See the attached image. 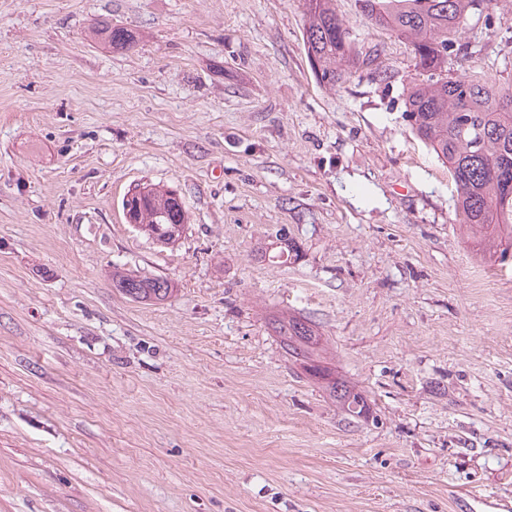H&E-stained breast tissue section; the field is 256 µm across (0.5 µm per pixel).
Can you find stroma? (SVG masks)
Segmentation results:
<instances>
[{"label": "stroma", "mask_w": 512, "mask_h": 512, "mask_svg": "<svg viewBox=\"0 0 512 512\" xmlns=\"http://www.w3.org/2000/svg\"><path fill=\"white\" fill-rule=\"evenodd\" d=\"M336 10L387 80L320 86L303 0H0V512H512V258L403 119L410 46ZM491 17L462 65L512 85ZM144 182L184 203L173 244L124 218ZM93 36L116 50H130L138 42L136 35L131 30L116 25L112 26V22H104L96 27ZM116 286L123 294L135 300L164 301L173 296L172 284L163 278L120 275ZM272 329L276 336H279L288 353H292V356L296 355V358H308V348L315 336L308 321L298 317L276 319L272 322ZM332 389L336 397L343 401L347 411L351 415L359 416L362 414L365 406L363 397L350 390L347 386L339 382H333Z\"/></svg>", "instance_id": "obj_1"}]
</instances>
